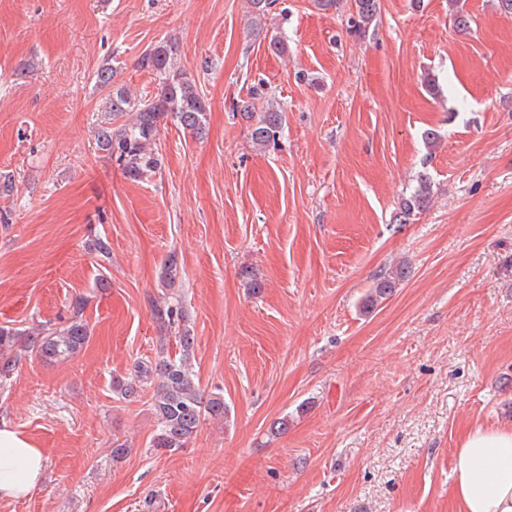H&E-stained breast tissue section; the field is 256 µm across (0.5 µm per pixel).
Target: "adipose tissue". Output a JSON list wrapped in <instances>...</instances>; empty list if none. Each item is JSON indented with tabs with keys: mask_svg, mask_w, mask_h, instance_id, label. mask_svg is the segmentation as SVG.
<instances>
[{
	"mask_svg": "<svg viewBox=\"0 0 512 512\" xmlns=\"http://www.w3.org/2000/svg\"><path fill=\"white\" fill-rule=\"evenodd\" d=\"M46 468L42 449L8 424H0V498L31 495ZM451 512H512V423L467 427L453 461Z\"/></svg>",
	"mask_w": 512,
	"mask_h": 512,
	"instance_id": "obj_1",
	"label": "adipose tissue"
}]
</instances>
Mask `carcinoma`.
Masks as SVG:
<instances>
[{"label":"carcinoma","mask_w":512,"mask_h":512,"mask_svg":"<svg viewBox=\"0 0 512 512\" xmlns=\"http://www.w3.org/2000/svg\"><path fill=\"white\" fill-rule=\"evenodd\" d=\"M355 12L349 18L350 32L360 36L369 29L378 16L379 0H354ZM177 46L171 41H160L147 50L140 66L152 71L160 81L155 96L133 100L123 88L112 85L113 70L103 66L95 74V83L106 91L105 121L98 128V149L122 169L131 179H137L157 168L158 160L149 151L161 122L171 120L186 132L201 136L206 130L207 105L195 83L174 65ZM283 112L273 106L266 108L252 125L250 136L262 149L278 145L283 129ZM431 181L427 174L419 176L418 186L402 200L395 221L407 223L416 210L426 208L431 199ZM180 262L176 253L168 255L161 273L162 283L172 295L169 303L152 308V315L160 329L174 333L179 344V358L159 355L153 360L137 361L127 376L112 380V391L128 402L141 400L149 392L152 411L158 421V430L151 440L157 452L174 454L190 445L203 420L224 419L226 406L219 393L205 394L190 367L196 336L183 313L179 300L173 297L178 288ZM405 278L397 270L377 282L365 299V305L374 307L389 297ZM84 302L77 299L72 315L56 327H43L37 333L11 326H0V376L7 377L23 360L36 355L45 360H65L78 354L89 339V326L83 319Z\"/></svg>","instance_id":"obj_1"}]
</instances>
